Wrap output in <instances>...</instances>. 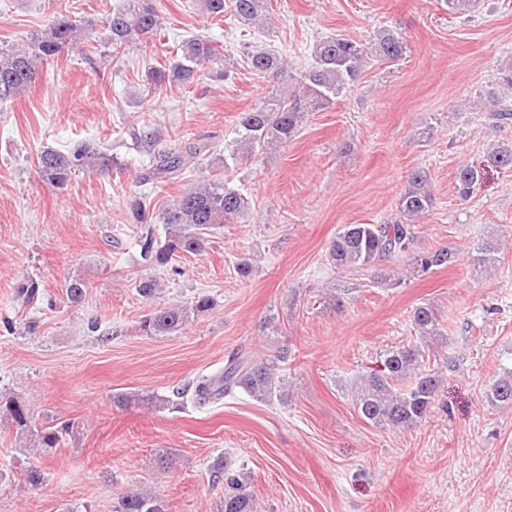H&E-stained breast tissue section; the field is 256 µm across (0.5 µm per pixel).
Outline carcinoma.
Instances as JSON below:
<instances>
[{
  "label": "carcinoma",
  "mask_w": 512,
  "mask_h": 512,
  "mask_svg": "<svg viewBox=\"0 0 512 512\" xmlns=\"http://www.w3.org/2000/svg\"><path fill=\"white\" fill-rule=\"evenodd\" d=\"M206 12L214 18L228 11L240 21L251 24L268 8V0H204ZM161 6L157 0H123V4L102 18L115 54L130 48L147 51L161 31ZM89 26H81L60 8L54 13L44 32L34 35L22 47L0 48V101L20 95L36 81L40 69L49 59L87 37ZM407 51V44L396 33L383 31L367 48L347 38L330 37L317 42L313 62L299 75L288 70L285 57L262 50H246L247 66L270 79L272 85L258 103L236 116V137L224 145L231 159L251 158L258 152L280 146L291 140L302 118L309 112L326 108L346 91L358 77L363 62L372 54L382 60H397ZM182 55L168 66L148 68L142 79L145 96L156 97L171 90L196 85L200 71L208 65L224 62L222 46L212 40L194 36L181 45ZM490 119L495 124L512 120L509 95L491 97ZM129 135L153 147L161 139L155 128L128 129ZM207 143L191 142L176 151L160 150L140 179L158 184L176 182L194 169H202L210 157ZM486 166L512 168V147H499L486 154ZM112 165V159L86 142L76 143L65 151L46 148L37 156V169L42 179L58 189L68 186L76 172L94 171ZM482 178L481 168L461 165L455 172V189L466 199ZM434 205L429 177L421 169L413 170L399 198V212L406 218L422 216ZM250 203L238 190L218 179L201 180L198 186L182 192L161 212L165 237L147 236L141 240V257L150 265L167 266L187 254L203 251L207 235L214 228L237 222L248 214ZM412 225L396 221L391 224H344L332 241L328 257L338 269L371 271L380 288H395L400 278L387 262L409 256L412 272L421 277L455 261L456 252L449 248L415 250ZM497 245L487 242L478 248L473 265L488 269L496 262ZM88 283L74 276L65 283V297L79 303ZM24 302L38 297L37 282L26 279L16 288ZM210 299L197 298L192 304H172L154 311L141 322L148 335L167 336L180 332L191 317L209 309ZM411 323L417 333L413 344L396 347L384 353L381 367L360 373L346 386V395L358 415L383 429L411 428L421 422L435 407L440 372L425 362V352L444 337L437 313L424 303L413 308ZM240 389L258 402L282 401L288 393L285 379L276 375L275 366L263 359L237 354L228 359L222 373L202 377L194 387L195 401L206 405ZM187 389L173 392V398L155 392L116 394L112 402L119 408L147 406L166 409L174 399L185 396ZM491 400L512 406V375L499 379L490 389ZM6 411L24 431L33 447L53 449L74 436V424L60 421L52 426L31 428L24 405L11 400ZM211 476L224 482L221 512H256L253 496L246 490L241 472L220 456L211 467ZM117 512H168L161 498L142 489L128 491L121 498Z\"/></svg>",
  "instance_id": "obj_1"
}]
</instances>
